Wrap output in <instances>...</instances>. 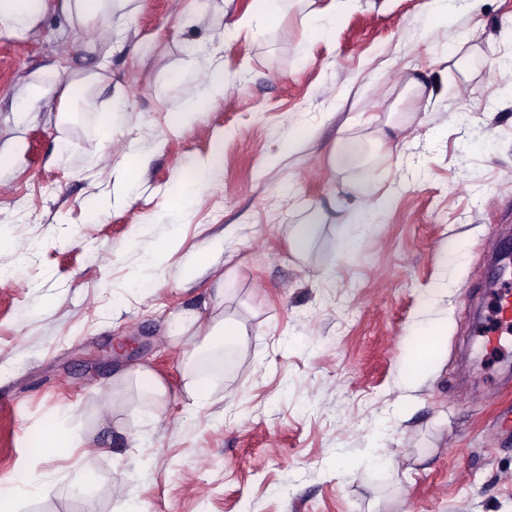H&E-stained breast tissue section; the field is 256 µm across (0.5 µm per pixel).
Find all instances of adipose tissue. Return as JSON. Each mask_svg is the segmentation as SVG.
Wrapping results in <instances>:
<instances>
[{
	"label": "adipose tissue",
	"mask_w": 512,
	"mask_h": 512,
	"mask_svg": "<svg viewBox=\"0 0 512 512\" xmlns=\"http://www.w3.org/2000/svg\"><path fill=\"white\" fill-rule=\"evenodd\" d=\"M129 0H61L60 7L69 21L78 27L92 22L111 25L116 11L124 9ZM49 7V0H0V37H19L35 29ZM204 92L188 91L179 112V126H189L203 112L224 96V68L211 65L203 74ZM215 312L210 317L192 313L180 318L166 335L168 344L181 346L185 341L202 339L206 344L242 343L247 331L245 326L224 315V295L216 293ZM448 342V325L431 324L420 340L407 348L403 360L401 379L406 387L420 385L434 374ZM118 393L137 390L147 406L153 422L163 419V405L168 387L148 368L140 366L117 378Z\"/></svg>",
	"instance_id": "1"
}]
</instances>
